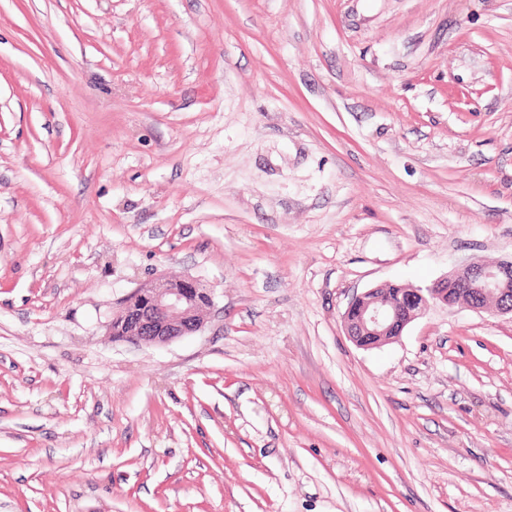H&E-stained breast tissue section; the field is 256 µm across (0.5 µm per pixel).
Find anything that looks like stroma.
<instances>
[{"instance_id": "obj_1", "label": "stroma", "mask_w": 512, "mask_h": 512, "mask_svg": "<svg viewBox=\"0 0 512 512\" xmlns=\"http://www.w3.org/2000/svg\"><path fill=\"white\" fill-rule=\"evenodd\" d=\"M510 258L512 0H0V512H512V317L342 323ZM213 305V291L195 278L170 279L157 276L141 284L113 316V327L120 329L134 345H165L199 332L207 310Z\"/></svg>"}]
</instances>
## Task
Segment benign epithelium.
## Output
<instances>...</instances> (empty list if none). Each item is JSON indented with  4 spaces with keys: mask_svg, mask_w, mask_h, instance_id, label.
I'll list each match as a JSON object with an SVG mask.
<instances>
[{
    "mask_svg": "<svg viewBox=\"0 0 512 512\" xmlns=\"http://www.w3.org/2000/svg\"><path fill=\"white\" fill-rule=\"evenodd\" d=\"M405 289L400 302L384 299L376 288L352 299L344 327L356 346L372 349L398 339L433 303L512 315V260L471 261L427 288ZM212 305L213 291L199 280L159 275L133 291L111 326L134 345H165L199 332Z\"/></svg>",
    "mask_w": 512,
    "mask_h": 512,
    "instance_id": "7a95c632",
    "label": "benign epithelium"
}]
</instances>
